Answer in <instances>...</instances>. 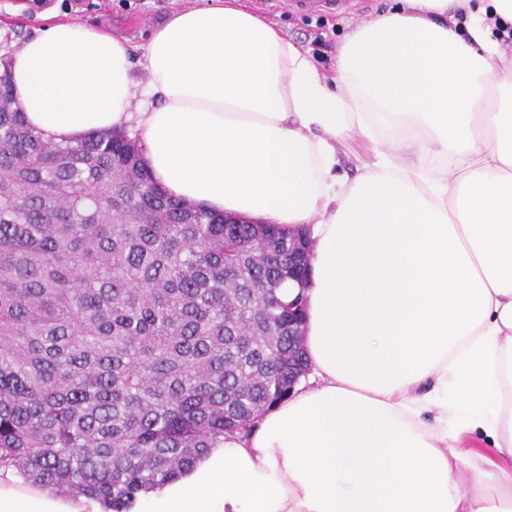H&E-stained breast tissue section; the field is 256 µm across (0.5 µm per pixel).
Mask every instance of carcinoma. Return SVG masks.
Returning a JSON list of instances; mask_svg holds the SVG:
<instances>
[{
	"instance_id": "obj_1",
	"label": "carcinoma",
	"mask_w": 512,
	"mask_h": 512,
	"mask_svg": "<svg viewBox=\"0 0 512 512\" xmlns=\"http://www.w3.org/2000/svg\"><path fill=\"white\" fill-rule=\"evenodd\" d=\"M288 233L168 196L137 144L56 143L0 74V467L128 512L288 395Z\"/></svg>"
}]
</instances>
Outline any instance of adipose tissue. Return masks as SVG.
Segmentation results:
<instances>
[{
	"mask_svg": "<svg viewBox=\"0 0 512 512\" xmlns=\"http://www.w3.org/2000/svg\"><path fill=\"white\" fill-rule=\"evenodd\" d=\"M512 0H400L332 74L216 0L126 39L59 21L9 81L56 142L133 131L153 179L217 213L304 228L308 384L131 512H512ZM371 154L337 177V147ZM487 439L494 455L459 447ZM0 512H104L0 469Z\"/></svg>",
	"mask_w": 512,
	"mask_h": 512,
	"instance_id": "obj_1",
	"label": "adipose tissue"
}]
</instances>
